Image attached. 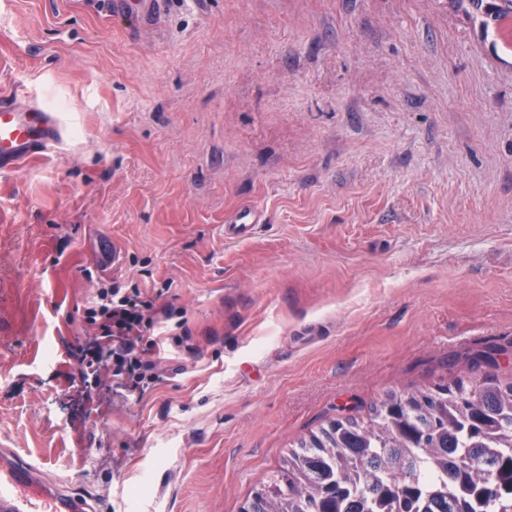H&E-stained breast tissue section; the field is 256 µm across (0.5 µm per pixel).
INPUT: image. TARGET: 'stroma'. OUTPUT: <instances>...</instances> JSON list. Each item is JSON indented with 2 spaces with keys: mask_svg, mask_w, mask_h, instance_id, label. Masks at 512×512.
I'll return each mask as SVG.
<instances>
[{
  "mask_svg": "<svg viewBox=\"0 0 512 512\" xmlns=\"http://www.w3.org/2000/svg\"><path fill=\"white\" fill-rule=\"evenodd\" d=\"M457 0H0V448L102 512H241L342 408L512 380V48ZM252 209L242 237L226 221ZM114 242L103 268L95 238ZM171 308L142 397L70 382L107 285ZM494 358L487 364L476 354ZM164 0H97L94 4L114 19H134L142 23L153 18ZM67 133L62 113L32 100L22 89L0 92L1 175L60 146Z\"/></svg>",
  "mask_w": 512,
  "mask_h": 512,
  "instance_id": "stroma-1",
  "label": "stroma"
}]
</instances>
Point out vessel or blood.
<instances>
[{"mask_svg":"<svg viewBox=\"0 0 512 512\" xmlns=\"http://www.w3.org/2000/svg\"><path fill=\"white\" fill-rule=\"evenodd\" d=\"M107 15L144 22L163 0H96ZM68 126L62 113L32 100L22 89L0 92V174L63 144ZM87 500L46 480L41 469L0 448V512H90Z\"/></svg>","mask_w":512,"mask_h":512,"instance_id":"b4317fda","label":"vessel or blood"}]
</instances>
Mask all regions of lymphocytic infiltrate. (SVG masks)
<instances>
[{
    "label": "lymphocytic infiltrate",
    "mask_w": 512,
    "mask_h": 512,
    "mask_svg": "<svg viewBox=\"0 0 512 512\" xmlns=\"http://www.w3.org/2000/svg\"><path fill=\"white\" fill-rule=\"evenodd\" d=\"M86 319L95 325L99 339L74 348L72 356L81 368L110 366L132 391L160 380L162 359L157 352L164 330L153 299L142 297L136 288L126 292L104 287L87 309Z\"/></svg>",
    "instance_id": "f902f5d3"
}]
</instances>
